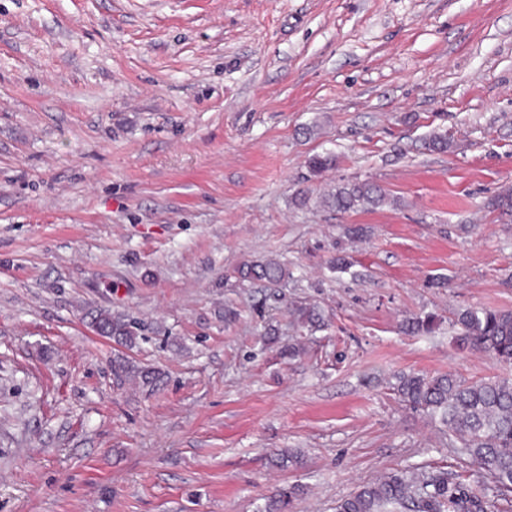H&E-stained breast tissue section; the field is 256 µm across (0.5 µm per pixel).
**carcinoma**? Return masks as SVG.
I'll use <instances>...</instances> for the list:
<instances>
[{"label":"carcinoma","instance_id":"cac0c4a2","mask_svg":"<svg viewBox=\"0 0 512 512\" xmlns=\"http://www.w3.org/2000/svg\"><path fill=\"white\" fill-rule=\"evenodd\" d=\"M331 152L308 160L310 172L320 174L336 166ZM386 192L369 181H347L324 195L323 206L340 213L383 205ZM238 275L244 282L263 281L279 285L288 280V269L275 259L245 263ZM296 322L309 331L325 327L314 307L293 309ZM435 317L428 314L408 320L409 334L431 332ZM457 342L462 347L485 352L505 365H512V312L468 307L456 313ZM94 327L118 343L131 347L137 339L136 322L102 311ZM401 401L428 413L448 427L457 438V453L471 461V468L458 473L444 470L422 473L408 467L389 472L363 484L341 499L336 512H512V379L466 380L455 374L400 378ZM298 489L283 486L268 497L257 512H288Z\"/></svg>","mask_w":512,"mask_h":512}]
</instances>
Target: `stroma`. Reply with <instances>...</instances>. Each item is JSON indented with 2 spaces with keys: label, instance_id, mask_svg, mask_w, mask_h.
<instances>
[{
  "label": "stroma",
  "instance_id": "35a3bbf8",
  "mask_svg": "<svg viewBox=\"0 0 512 512\" xmlns=\"http://www.w3.org/2000/svg\"><path fill=\"white\" fill-rule=\"evenodd\" d=\"M355 179L387 202L320 206ZM508 188L512 0H0V512H256L296 484L292 512H335L454 470L392 386L512 378L453 324L512 311ZM266 258L287 283L237 278ZM100 310L143 339L98 335Z\"/></svg>",
  "mask_w": 512,
  "mask_h": 512
}]
</instances>
